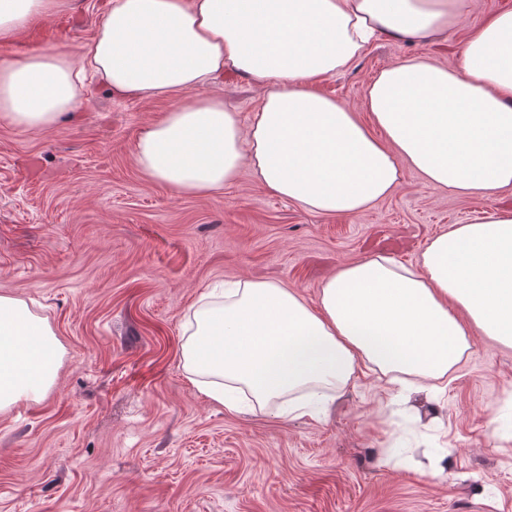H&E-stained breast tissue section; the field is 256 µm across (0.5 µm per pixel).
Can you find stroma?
Segmentation results:
<instances>
[{"instance_id": "1", "label": "stroma", "mask_w": 512, "mask_h": 512, "mask_svg": "<svg viewBox=\"0 0 512 512\" xmlns=\"http://www.w3.org/2000/svg\"><path fill=\"white\" fill-rule=\"evenodd\" d=\"M104 2L71 0L68 21L45 20L37 40L82 59ZM461 48L457 34L383 36L320 87L365 121L380 69L450 65ZM201 92L244 121L262 97L234 72ZM170 106L94 83L85 111L51 130L0 125V294L46 317L65 351L43 398L0 411V512H512V348L473 337L447 390L406 405L360 376L316 418L228 411L180 355L185 315L211 283L278 281L314 307L344 262L414 261L449 225L512 211V189L463 197L408 169L355 217L304 211L247 172L178 196L134 156ZM426 448L443 449V476L428 473Z\"/></svg>"}]
</instances>
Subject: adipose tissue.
I'll use <instances>...</instances> for the list:
<instances>
[{
    "instance_id": "obj_1",
    "label": "adipose tissue",
    "mask_w": 512,
    "mask_h": 512,
    "mask_svg": "<svg viewBox=\"0 0 512 512\" xmlns=\"http://www.w3.org/2000/svg\"><path fill=\"white\" fill-rule=\"evenodd\" d=\"M475 0H106L81 62L53 46L0 58V123L46 131L81 111L86 77L120 94L176 98L139 134L136 162L178 195L207 196L250 170L265 189L320 215H358L399 186L404 165L429 188L486 197L512 187V10L465 40L455 64L401 60L369 84L367 128L319 78L375 36L447 38ZM69 0H0L13 44ZM227 71L263 88L242 122L219 96ZM512 346V211H490L402 263L378 253L327 277L318 308L269 280L211 288L184 321L187 379L229 411L304 416L366 369L393 396H435L475 335ZM63 347L47 319L0 295V411L42 398Z\"/></svg>"
}]
</instances>
